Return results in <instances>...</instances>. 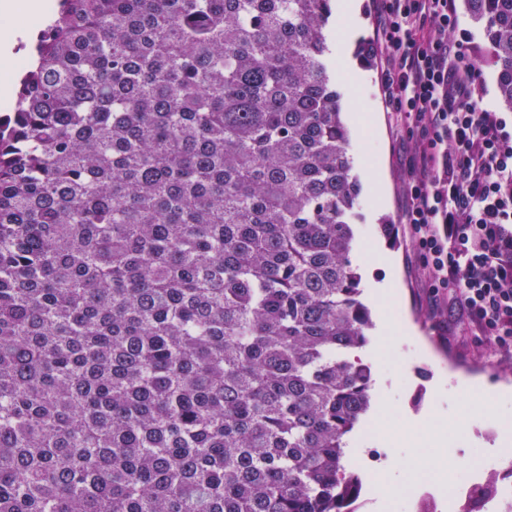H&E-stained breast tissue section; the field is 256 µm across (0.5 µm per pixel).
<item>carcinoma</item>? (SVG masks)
I'll return each instance as SVG.
<instances>
[{
  "mask_svg": "<svg viewBox=\"0 0 512 512\" xmlns=\"http://www.w3.org/2000/svg\"><path fill=\"white\" fill-rule=\"evenodd\" d=\"M512 111V0H462ZM332 0H58L0 113V512H353L371 403Z\"/></svg>",
  "mask_w": 512,
  "mask_h": 512,
  "instance_id": "cac0c4a2",
  "label": "carcinoma"
}]
</instances>
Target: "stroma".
Instances as JSON below:
<instances>
[{"instance_id":"35a3bbf8","label":"stroma","mask_w":512,"mask_h":512,"mask_svg":"<svg viewBox=\"0 0 512 512\" xmlns=\"http://www.w3.org/2000/svg\"><path fill=\"white\" fill-rule=\"evenodd\" d=\"M379 2L355 0L347 54L334 60L333 70L343 95L356 98L355 108L346 111L355 172L363 188L360 218L353 226L354 245L376 248L388 257L387 262L369 267L357 264L361 282L390 283L381 299H372L366 292L361 299L372 319L386 316L394 324H406L415 330L417 340L401 346L395 364H375L371 371L386 381L391 422L420 415L428 405L431 384L440 378L444 379L446 390L442 402L444 418L450 421L469 399L458 389V377L477 379L491 390H512V352H502L465 322L449 318L442 305L447 292L434 290L424 278L420 253L401 222L406 205L401 159L408 133L398 127L395 113L387 108L379 59L366 62L358 53L361 43L373 36ZM470 430L465 450L452 449L444 455L449 481L467 476L468 466L457 462L464 454L483 462L489 472L504 474L502 492L512 497V479L505 475L506 465L490 456L492 449L501 447L503 430L493 398H485Z\"/></svg>"}]
</instances>
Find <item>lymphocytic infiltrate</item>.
<instances>
[{
  "label": "lymphocytic infiltrate",
  "instance_id": "obj_1",
  "mask_svg": "<svg viewBox=\"0 0 512 512\" xmlns=\"http://www.w3.org/2000/svg\"><path fill=\"white\" fill-rule=\"evenodd\" d=\"M456 26L455 0H381L383 84L409 129L401 221L426 279L452 289L450 308L511 348L512 129L481 106L476 71L456 65Z\"/></svg>",
  "mask_w": 512,
  "mask_h": 512
}]
</instances>
